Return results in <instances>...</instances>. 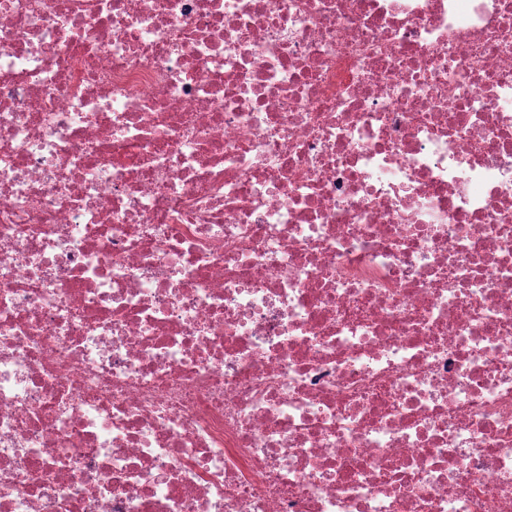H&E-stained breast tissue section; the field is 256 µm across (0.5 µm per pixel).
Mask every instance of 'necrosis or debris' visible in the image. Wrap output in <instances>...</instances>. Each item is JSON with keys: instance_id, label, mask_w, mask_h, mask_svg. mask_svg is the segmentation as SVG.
Masks as SVG:
<instances>
[{"instance_id": "necrosis-or-debris-1", "label": "necrosis or debris", "mask_w": 512, "mask_h": 512, "mask_svg": "<svg viewBox=\"0 0 512 512\" xmlns=\"http://www.w3.org/2000/svg\"><path fill=\"white\" fill-rule=\"evenodd\" d=\"M0 512H512V0H0Z\"/></svg>"}]
</instances>
